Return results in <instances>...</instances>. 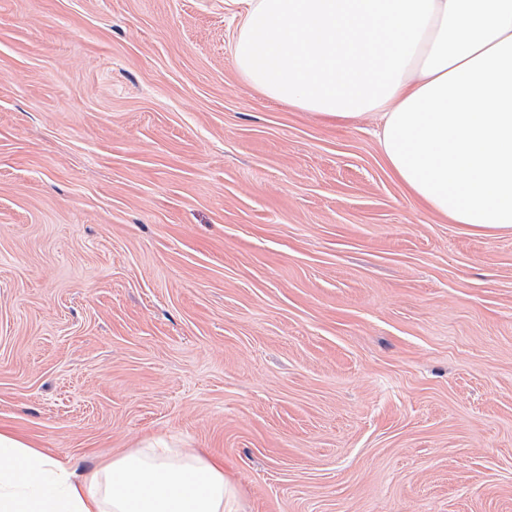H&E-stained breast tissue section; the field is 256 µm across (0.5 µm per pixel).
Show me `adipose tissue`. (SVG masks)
Here are the masks:
<instances>
[{
	"label": "adipose tissue",
	"mask_w": 512,
	"mask_h": 512,
	"mask_svg": "<svg viewBox=\"0 0 512 512\" xmlns=\"http://www.w3.org/2000/svg\"><path fill=\"white\" fill-rule=\"evenodd\" d=\"M234 61L267 98L376 114L383 159L454 224L512 229V0H243ZM0 512H240L223 460L144 441L83 476L0 430Z\"/></svg>",
	"instance_id": "adipose-tissue-1"
}]
</instances>
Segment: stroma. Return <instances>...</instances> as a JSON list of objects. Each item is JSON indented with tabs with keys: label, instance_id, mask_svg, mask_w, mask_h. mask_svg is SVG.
I'll use <instances>...</instances> for the list:
<instances>
[{
	"label": "stroma",
	"instance_id": "35a3bbf8",
	"mask_svg": "<svg viewBox=\"0 0 512 512\" xmlns=\"http://www.w3.org/2000/svg\"><path fill=\"white\" fill-rule=\"evenodd\" d=\"M228 0H0V429L162 438L241 512H512V233L271 100Z\"/></svg>",
	"mask_w": 512,
	"mask_h": 512
}]
</instances>
